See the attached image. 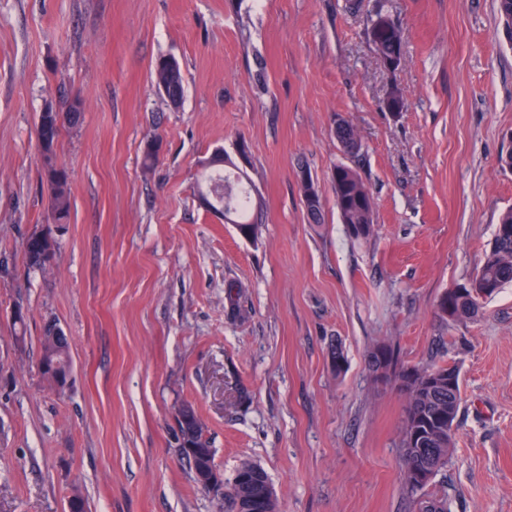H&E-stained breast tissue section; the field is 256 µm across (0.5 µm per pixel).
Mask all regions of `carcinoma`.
Wrapping results in <instances>:
<instances>
[{"label":"carcinoma","instance_id":"obj_1","mask_svg":"<svg viewBox=\"0 0 512 512\" xmlns=\"http://www.w3.org/2000/svg\"><path fill=\"white\" fill-rule=\"evenodd\" d=\"M369 30L373 35L370 42L379 58L391 70H397L401 65L404 28L390 15L378 11L371 19ZM154 75L157 85L167 87V105L179 107L185 93L179 64L170 66L167 58L163 57L156 62ZM406 103L404 89L395 84L388 91L383 108L388 112H401ZM335 135L344 146L352 142L360 143L352 125L342 117L336 119ZM54 146L53 141L46 146L49 156L44 160V175L51 212L56 215V222L62 224L69 217L70 190L65 168L56 164ZM226 165L233 166L235 162L224 156L222 151L215 153L207 165L212 173L204 176L198 193L208 189L213 176L222 175V200L230 209L232 223L242 228L249 239L255 240L260 226L259 208L255 207L253 196L243 182L235 181L234 173L224 171ZM332 185L336 209L349 236L357 241L372 238L375 233L374 201L359 172L349 165H338L332 172ZM299 190L304 205L310 206V222L322 224V198L314 179L300 184ZM24 254L29 267L41 270L47 267L45 250L31 237L25 240ZM508 284H512V208L500 216L491 247L475 275L441 295L437 304L438 313L453 322L471 320L479 314L482 301L494 297ZM369 365L373 370L381 368L388 374L396 373L406 382L402 448L404 484L411 493L420 491L428 487L448 463L453 447L452 428L460 401V375H455L454 384L450 387L446 378L439 384L432 383L436 376L448 372L446 363L399 371L394 351L385 344L376 346L370 353ZM236 477L242 478V481L234 486L233 500L239 502L244 512H276V504L266 489L269 479L261 467L245 463L238 469Z\"/></svg>","mask_w":512,"mask_h":512}]
</instances>
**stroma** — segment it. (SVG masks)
Returning <instances> with one entry per match:
<instances>
[{"label": "stroma", "instance_id": "stroma-1", "mask_svg": "<svg viewBox=\"0 0 512 512\" xmlns=\"http://www.w3.org/2000/svg\"><path fill=\"white\" fill-rule=\"evenodd\" d=\"M378 10L405 30L395 72L369 41ZM162 57L184 77L176 109L153 74ZM395 83L407 107L382 111ZM67 93L83 101L55 145L69 220L37 270L22 244L53 224L38 116ZM339 115L357 155L334 137ZM242 140L263 200L255 240L194 193L202 162ZM511 146L512 33L496 0H0V512H68L76 490L88 512H234L181 454L185 404L225 480L260 466L278 512H420L443 495L448 512H512V285L475 319L437 312L512 208ZM339 164L374 197L369 242L338 219ZM50 320L70 339L62 392L38 369ZM379 344L400 367L460 373L455 448L414 496L401 383L368 369ZM306 172L303 171V169L300 170V179H302L304 182L299 185V190L301 192L304 207L306 209V212H307L310 222L312 224H317L318 226H320V224H322V210H323L321 194H320V191H319L314 179L312 178L311 174L307 172L308 173V175H307ZM308 176H309V182L305 183L308 181ZM311 196L315 198V200H314L315 204L309 203ZM309 204H311L310 211L307 210V206Z\"/></svg>", "mask_w": 512, "mask_h": 512}]
</instances>
